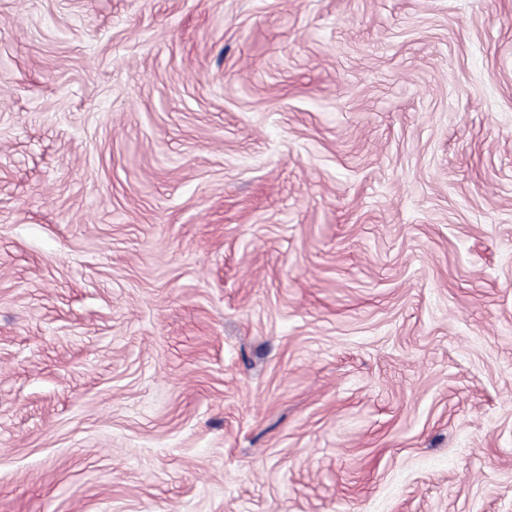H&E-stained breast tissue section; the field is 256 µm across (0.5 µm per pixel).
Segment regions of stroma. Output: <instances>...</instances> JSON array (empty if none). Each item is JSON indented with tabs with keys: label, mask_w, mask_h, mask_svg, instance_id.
<instances>
[{
	"label": "stroma",
	"mask_w": 512,
	"mask_h": 512,
	"mask_svg": "<svg viewBox=\"0 0 512 512\" xmlns=\"http://www.w3.org/2000/svg\"><path fill=\"white\" fill-rule=\"evenodd\" d=\"M0 512H512V0H0Z\"/></svg>",
	"instance_id": "obj_1"
}]
</instances>
